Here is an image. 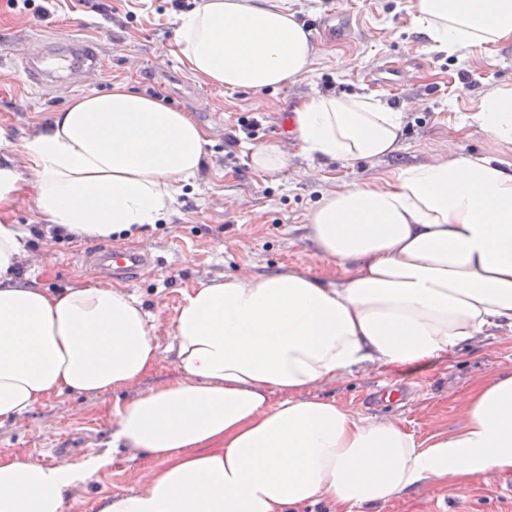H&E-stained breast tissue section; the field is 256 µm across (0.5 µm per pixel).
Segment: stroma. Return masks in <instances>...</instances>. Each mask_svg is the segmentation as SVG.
<instances>
[{"mask_svg": "<svg viewBox=\"0 0 512 512\" xmlns=\"http://www.w3.org/2000/svg\"><path fill=\"white\" fill-rule=\"evenodd\" d=\"M32 9L0 0V128L13 145L31 136L43 119L77 94L110 90L129 82L136 90L189 112L203 126L209 143L202 167L184 185L172 211L155 229L108 243L142 249L166 259L127 285L151 315V333L162 354L154 370L121 392L99 396L63 394L44 400L20 418L0 420V454L21 453L47 464L50 449L67 457L110 453V470L93 475L67 495L65 512H98L104 497L138 488L155 463L130 457L112 445L111 411L143 391L175 379L172 315L186 293L227 275L270 273L288 268L326 275L340 283L344 272L330 267L308 237L306 217L326 193L364 183L390 171L425 161L430 154H462L490 149L477 127L464 123L490 90L512 87V43L483 54L444 55L430 49L413 27L409 0H288L297 19L312 32L316 55L303 78L275 90H227L196 78L177 58V15L168 0H32ZM48 5L49 17L36 6ZM347 15L352 29L331 37L315 23ZM84 38L100 46L98 73L85 83L44 94L28 87L14 61L20 50L48 36ZM391 65L399 82L381 81ZM371 95L404 115L398 151L354 164L327 165L302 154L288 130V114L313 92ZM264 120L250 145L275 144L288 154L278 174L263 176L249 165L247 146L226 158L224 140L238 121L254 113ZM5 222L29 225L30 255L23 271L51 291L100 283L92 269L75 259L85 242L56 233L40 221L32 195L21 196ZM512 369V327L489 331L448 358L427 366L384 370L357 367L342 378L316 386L313 397L336 400L349 410L400 424L417 440L450 431L470 391L503 370ZM499 478L491 474L448 486H428L393 498L381 512H512Z\"/></svg>", "mask_w": 512, "mask_h": 512, "instance_id": "stroma-1", "label": "stroma"}]
</instances>
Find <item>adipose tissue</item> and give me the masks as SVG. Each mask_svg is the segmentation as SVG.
<instances>
[{
    "mask_svg": "<svg viewBox=\"0 0 512 512\" xmlns=\"http://www.w3.org/2000/svg\"><path fill=\"white\" fill-rule=\"evenodd\" d=\"M432 50L512 43V0H410ZM174 44L204 82L260 92L306 76L311 33L287 0H198ZM473 122L490 151L438 153L325 194L308 234L339 285L296 270L230 275L186 296L169 350L179 378L113 411V445L156 460L142 488L100 512H379L428 483L512 473V370L467 398L462 420L427 442L399 424L308 398L360 366H424L512 326V88L486 95ZM308 156L379 159L403 116L372 96L314 94L289 116ZM208 142L190 113L118 82L75 95L21 148L0 129V418L67 391L141 381L159 360L141 301L109 285L52 292L25 281L32 234L2 222L33 193L49 228L76 240L155 228L201 167ZM36 177L24 181L18 159ZM280 394L270 405V394ZM112 459L38 466L0 455V512H64L70 489Z\"/></svg>",
    "mask_w": 512,
    "mask_h": 512,
    "instance_id": "obj_1",
    "label": "adipose tissue"
}]
</instances>
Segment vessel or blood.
<instances>
[{"label": "vessel or blood", "instance_id": "obj_1", "mask_svg": "<svg viewBox=\"0 0 512 512\" xmlns=\"http://www.w3.org/2000/svg\"><path fill=\"white\" fill-rule=\"evenodd\" d=\"M16 63L27 82L41 90H56L82 80L100 65V54L91 42L52 39L38 49L17 56ZM87 263L105 278L134 281L148 267L163 265L162 257L117 247H94Z\"/></svg>", "mask_w": 512, "mask_h": 512}]
</instances>
